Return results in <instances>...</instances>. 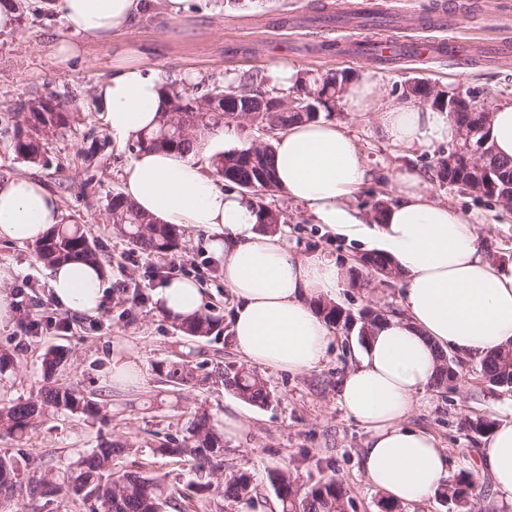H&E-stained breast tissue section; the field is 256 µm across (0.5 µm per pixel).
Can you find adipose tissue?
Segmentation results:
<instances>
[{"instance_id":"adipose-tissue-1","label":"adipose tissue","mask_w":512,"mask_h":512,"mask_svg":"<svg viewBox=\"0 0 512 512\" xmlns=\"http://www.w3.org/2000/svg\"><path fill=\"white\" fill-rule=\"evenodd\" d=\"M150 2L58 0L70 36L57 41L56 56L64 62L78 53L74 34L88 41L121 38ZM161 88L156 72L133 51L121 52L112 76L95 89L114 139L123 142L156 126L165 106ZM341 98L348 111L371 114L376 135L395 147H430L459 134L447 110L385 99L369 72L346 84ZM274 150L277 181L288 199L337 234L376 241L406 283L403 314L386 317L361 345L338 397L348 415L372 431L361 461L366 480L392 501L420 503L444 485L449 457L433 434L405 420L436 375L438 351L482 356L512 344V265L487 261L473 224L433 199L427 178L414 169L398 173L394 200L380 219L370 220L353 202L368 168L356 138L334 123L294 125L278 135ZM206 151L198 143L188 153H135L120 173L123 195L161 223L219 228L210 247L223 258L224 285L235 302L237 352L262 369H311L331 336L315 306L335 300L346 271L328 258L298 256L279 233L260 231L253 198L224 191L197 162ZM62 221L59 199L42 181L18 175L0 183V240L35 243ZM49 286L69 312L98 314L103 273L97 267H52ZM155 300L163 315L181 320L200 313L203 290L194 280L174 278L158 288ZM479 465L499 497L512 502V424L493 430Z\"/></svg>"}]
</instances>
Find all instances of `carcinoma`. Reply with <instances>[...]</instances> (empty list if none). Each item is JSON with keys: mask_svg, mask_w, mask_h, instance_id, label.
<instances>
[{"mask_svg": "<svg viewBox=\"0 0 512 512\" xmlns=\"http://www.w3.org/2000/svg\"><path fill=\"white\" fill-rule=\"evenodd\" d=\"M351 80L348 75L336 78L332 75L313 84H302L292 91L276 87L224 86L195 96L176 85L162 86L168 108L160 116L157 126L145 132L129 145V150L168 149L188 152L197 141L198 133L217 130L243 115L250 116V123L265 132V138L255 139L241 149L227 150L209 159L210 167L217 177L230 189L250 187L256 195V208L260 229L276 230L286 223V213L271 200L281 191L274 169V145L277 135L289 126L320 118L322 110H330L336 101V83ZM321 90L323 99L308 100L309 110L298 111V100H307L308 90ZM22 121L16 125L12 150L17 157L32 164L41 162L50 140L63 135L68 127V109L51 96H41L20 103ZM435 167L440 183L461 188L469 184L471 174L463 164L449 170L444 161ZM489 167L495 171L491 179L499 189H485L483 194L499 196L505 186L512 183V162L494 156ZM112 224L117 232L134 248L153 255H168L181 245L178 228L162 224L155 218L139 212L123 195L112 196L109 208ZM37 260L48 266L81 261L104 267V261L93 239L79 224H58L41 242L34 245ZM365 270L386 280L401 278V274L390 257L381 252L363 255L359 266L350 270L352 283L360 281V271ZM317 312L334 328L346 332L357 331L359 342L371 336L374 328L384 319L383 314L368 309L354 321L349 312L332 302L316 304ZM219 320L209 312L188 318L176 324L180 332L204 339L218 330ZM67 362V355L53 349L43 358L45 373L53 375ZM480 371L491 385L512 388V354L501 347L487 352L480 359ZM158 375L175 388L194 381L190 365L171 361L157 367ZM224 389L239 400L259 408L267 407L273 398L263 378L255 371L233 365L224 368ZM105 407L103 402L83 394L71 386L53 382L44 388L37 401L0 403V434L24 444L26 433L37 420L58 413H81L95 416ZM182 441L163 438L157 442L155 452L172 457L189 456L199 481L187 485V491L169 484L160 476L142 472H127L119 477L112 473L114 456L124 452L125 446L104 442L90 453L78 457L64 467L41 464L39 476L29 484V497L43 499L63 490L93 500L101 512H162V508L177 500L183 502L180 512H187L193 491L211 488L210 475L224 468V434L213 422L207 410H197L186 429ZM30 458L0 456V493L10 490L18 476L20 462ZM269 480L281 504V512H345L346 490L333 478L310 487L297 483L290 475L275 471ZM477 481L470 472H462L441 490V497L460 508V512H488L487 506L476 494ZM222 496L235 502H248L252 493V478L240 472L231 476L224 484H216Z\"/></svg>", "mask_w": 512, "mask_h": 512, "instance_id": "carcinoma-1", "label": "carcinoma"}]
</instances>
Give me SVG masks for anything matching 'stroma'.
Returning <instances> with one entry per match:
<instances>
[{"label":"stroma","mask_w":512,"mask_h":512,"mask_svg":"<svg viewBox=\"0 0 512 512\" xmlns=\"http://www.w3.org/2000/svg\"><path fill=\"white\" fill-rule=\"evenodd\" d=\"M25 8L15 29L0 32V181L27 174L44 181L56 193L65 222L83 225L104 255L105 295L94 316L66 315L49 287L47 267L40 264L32 245L0 242V265L14 267L19 278L30 279L33 294L46 301L51 315L68 316V332L44 330L40 336L24 335L17 314L0 321V354H9L12 367L0 375V401L37 398L49 378L43 356L49 349L66 352L68 363L55 381L88 393L102 395L105 417L64 414L42 422L28 432L24 446L34 458L67 464L101 442L124 443V453L114 457L115 474L148 471L182 487L194 480L186 459L154 454L158 438L183 439L185 427L198 407L216 419L239 416L244 426L224 441V472L249 473L253 499L269 512H278L269 475L289 471L300 483L335 478L351 500L347 512H384L385 495L370 485L360 466L370 432L348 416L338 402L339 385L356 362L355 333L334 331L325 357L314 368L297 373L264 369L260 375L274 394L271 405H247L224 389V368L242 365L243 359L223 333L230 328L232 298L220 274V262L209 247L215 233L184 227L182 248L171 254L175 276L197 280L205 291L204 308L221 319L220 333L200 340L176 330L173 321L156 308L154 291L162 282L155 270L163 261L131 246L112 228L108 204L120 193V172L131 154L126 144L114 142L103 119L94 89L112 74L115 46L89 42L82 54L58 62L52 45L66 28L54 0H11ZM352 0H264L262 7L243 8L229 0H193L191 9L177 18L167 15V0H155L149 16L137 19L128 34L140 51L141 61L156 71L163 84L188 86L204 93L223 85L226 77H265L271 66L293 64L304 79H323L336 73L353 76L375 71L388 96L402 94L405 82L425 80L444 89L471 92L479 105L494 108L512 102V65L463 61L442 57L428 61H402L390 67L348 54H320L322 42H345L355 29L337 19ZM393 15L406 19L394 29L401 38H444V31L427 25L434 0H387ZM512 20V0H473L470 16L453 29L462 41L493 40L503 33L504 20ZM50 95L69 107L64 135L50 141L41 163L17 158L11 148L15 112L20 100ZM330 119L359 139L365 163L373 177L358 189L354 202L371 211L377 199H393L398 171L416 169L429 175L433 196L458 209L474 225L482 253L495 263H512V208L494 198L479 197L439 183L432 177L436 158L448 152L442 143L419 150H400L372 135L366 121L335 104ZM286 213L280 231L298 255H318L342 268L356 266L370 252L368 243L332 234L312 223L303 205L277 194ZM404 283L371 276L361 284H345L336 301L352 315L367 308L401 313ZM131 352L140 367L138 383L113 386V353ZM182 358L192 365L197 385L172 391L156 374L158 363ZM458 377L441 388H428L408 417L410 425L430 430L447 448L450 476L472 472L486 503L494 512H512L502 501L490 476L478 467L485 434L466 425L467 419L485 416L495 424L512 423V390L484 383L479 358L454 354ZM14 441L0 437V455H16ZM33 468L21 469L13 491L0 497V512H92L93 502L71 493L55 495L51 503L30 500L28 483Z\"/></svg>","instance_id":"35a3bbf8"}]
</instances>
